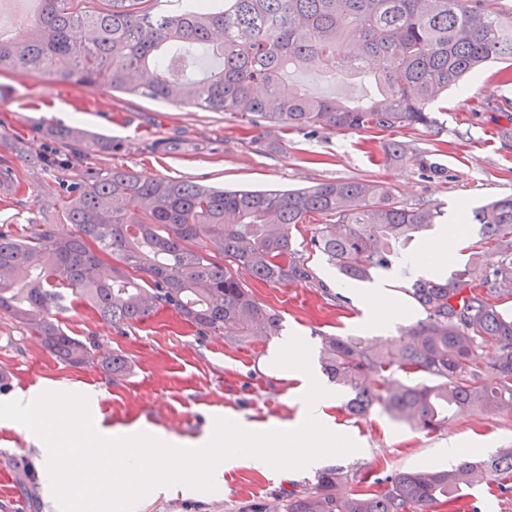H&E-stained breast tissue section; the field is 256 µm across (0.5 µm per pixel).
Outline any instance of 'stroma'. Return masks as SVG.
<instances>
[{
  "mask_svg": "<svg viewBox=\"0 0 512 512\" xmlns=\"http://www.w3.org/2000/svg\"><path fill=\"white\" fill-rule=\"evenodd\" d=\"M317 96L353 101L373 91L369 81L335 78L290 69L283 92L296 87ZM512 101V85L495 82L483 71L436 101L437 126L369 136L363 133L306 130L288 134L254 126L225 112H205L141 96L88 90L42 74L0 72V135L23 142L26 160L10 159L22 183L17 194L0 197V229L19 236L33 224L69 226L59 200L60 186L91 174L124 168L145 178L185 180L232 189H285L336 179L378 184L403 205L436 206L442 224L455 222L460 205L474 208L512 195V111L477 109L478 101ZM70 125L112 139L108 153L77 154L69 167L48 171L38 158L48 153L50 125ZM394 139L410 143L404 162H382L380 145ZM314 280L278 286L252 284L254 295L283 318L280 336L253 347H233L218 336L198 335L169 310L117 331L103 330L86 306L72 303L59 319L79 338L96 337L99 346L119 350L128 371L112 378L98 365L70 367L57 361L23 324L0 312V374L8 379L0 401L67 388L88 396L95 425L105 430L153 428L180 441H198L216 418H235L263 430L295 421L300 380L275 367L271 354L291 335L320 351L321 333L390 342L420 310L408 303L401 273L380 281L382 304L398 315L385 328L369 324L363 299L370 284L347 281L324 257L307 259ZM348 396L334 390L323 407L332 429L352 438L358 451L327 460L330 468L362 470L366 479L346 484L349 493L376 491V479L406 470L444 469L446 448L456 442L463 455L512 448V410L462 415L447 429L426 433L393 422L379 412L365 419L343 408ZM41 450L21 424L0 419V512H58L40 476ZM315 470L292 475L247 464L225 469L215 491L177 485L146 495L134 512H244L254 502H273L280 488L310 484Z\"/></svg>",
  "mask_w": 512,
  "mask_h": 512,
  "instance_id": "35a3bbf8",
  "label": "stroma"
}]
</instances>
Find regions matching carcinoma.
<instances>
[{
  "mask_svg": "<svg viewBox=\"0 0 512 512\" xmlns=\"http://www.w3.org/2000/svg\"><path fill=\"white\" fill-rule=\"evenodd\" d=\"M28 27L0 35V71L52 75L88 90L114 92L228 112L282 132L312 129L382 133L428 129L430 105L479 67L502 65L512 80V4L506 0H206L179 14L153 11L149 0H36ZM207 45L224 66L188 77L195 48ZM305 67L370 80L355 102L313 95L286 97L282 74ZM66 148L112 150V139L51 127ZM410 147L386 141L387 161ZM20 188L0 166V195ZM75 232L61 237L34 224L18 239L0 231V311L29 327L57 360L97 362L114 375L128 368L120 352L96 354L93 342L54 318L72 295L105 324L121 328L168 309L204 336L252 346L280 335L282 318L258 301L246 280L276 286L311 272L294 231L313 225L307 246L349 281L401 271L403 253L432 230L441 211L385 198L361 179L280 190H224L189 181L143 179L113 168L63 190ZM479 225L464 268L418 277L403 293L423 318L389 347L352 337L321 336V363L349 395L345 409L373 411L427 433L465 412L512 407V315L499 309L512 280V196L462 213ZM496 351L483 354V344ZM363 474L324 469L308 486L277 495L283 512H436L462 491L493 481L512 492V450L450 470L400 471L376 493L351 494L344 483Z\"/></svg>",
  "mask_w": 512,
  "mask_h": 512,
  "instance_id": "cac0c4a2",
  "label": "carcinoma"
}]
</instances>
